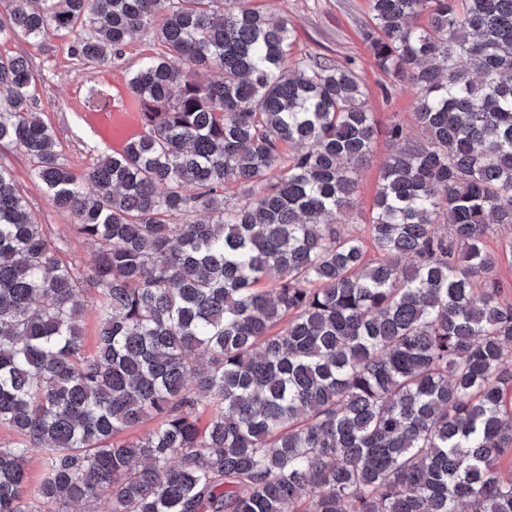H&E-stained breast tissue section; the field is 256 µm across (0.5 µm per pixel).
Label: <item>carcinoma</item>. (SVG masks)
I'll return each instance as SVG.
<instances>
[{"label":"carcinoma","instance_id":"cac0c4a2","mask_svg":"<svg viewBox=\"0 0 512 512\" xmlns=\"http://www.w3.org/2000/svg\"><path fill=\"white\" fill-rule=\"evenodd\" d=\"M3 2L0 41L159 51L128 79L143 133L81 175L29 60L0 55V145L95 246L66 259L0 162V512H512V303L487 245L512 226V0H369L373 64L414 95L413 127L386 129L373 258L340 230L379 135L366 80L294 55L288 19Z\"/></svg>","mask_w":512,"mask_h":512}]
</instances>
